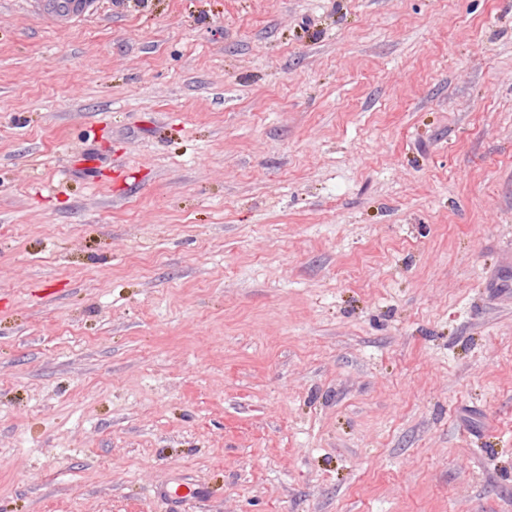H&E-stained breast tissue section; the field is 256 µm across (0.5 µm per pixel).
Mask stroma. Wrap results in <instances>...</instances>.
Returning a JSON list of instances; mask_svg holds the SVG:
<instances>
[{
  "mask_svg": "<svg viewBox=\"0 0 512 512\" xmlns=\"http://www.w3.org/2000/svg\"><path fill=\"white\" fill-rule=\"evenodd\" d=\"M97 9L0 0V512H512V0ZM96 0H29L30 6L45 18H62L79 22L97 10ZM158 493L170 498L202 499L209 495V490L199 484H177L173 487L160 488Z\"/></svg>",
  "mask_w": 512,
  "mask_h": 512,
  "instance_id": "obj_1",
  "label": "stroma"
}]
</instances>
